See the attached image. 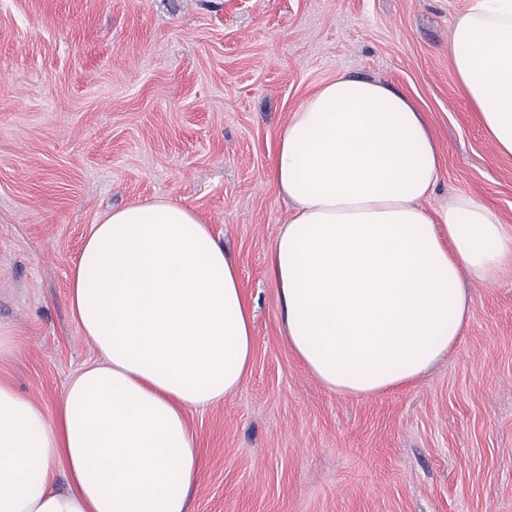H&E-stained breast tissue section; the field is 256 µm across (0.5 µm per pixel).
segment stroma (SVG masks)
<instances>
[{"label": "stroma", "mask_w": 512, "mask_h": 512, "mask_svg": "<svg viewBox=\"0 0 512 512\" xmlns=\"http://www.w3.org/2000/svg\"><path fill=\"white\" fill-rule=\"evenodd\" d=\"M472 0H0V376L54 415L98 358L68 272L109 210L193 208L237 264L256 348L243 386L190 412L203 469L192 512H512V268L466 281L454 353L413 385L326 392L289 350L265 257L290 207L280 132L321 84L379 79L424 112L437 197L512 225L500 155L450 62Z\"/></svg>", "instance_id": "stroma-1"}]
</instances>
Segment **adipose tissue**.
I'll return each instance as SVG.
<instances>
[{
  "label": "adipose tissue",
  "mask_w": 512,
  "mask_h": 512,
  "mask_svg": "<svg viewBox=\"0 0 512 512\" xmlns=\"http://www.w3.org/2000/svg\"><path fill=\"white\" fill-rule=\"evenodd\" d=\"M451 59L512 156V0H473ZM441 170L423 113L380 80L337 74L281 131L272 176L291 212L266 275L289 349L327 392L425 375L470 318L463 277L512 266V225L469 195L435 201ZM68 300L101 358L51 417L0 377V512H191L201 461L186 415L240 388L255 351L237 265L191 208L157 198L92 225Z\"/></svg>",
  "instance_id": "adipose-tissue-1"
}]
</instances>
